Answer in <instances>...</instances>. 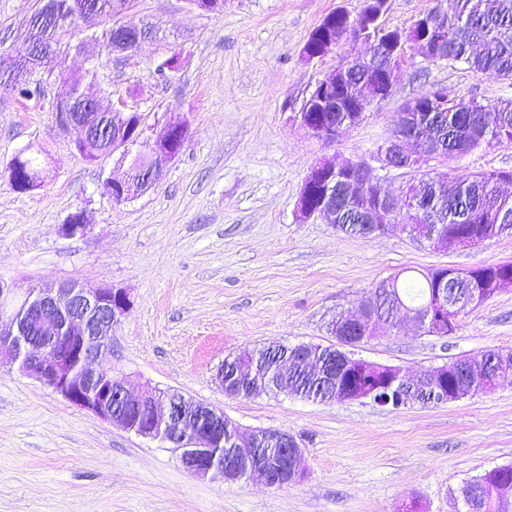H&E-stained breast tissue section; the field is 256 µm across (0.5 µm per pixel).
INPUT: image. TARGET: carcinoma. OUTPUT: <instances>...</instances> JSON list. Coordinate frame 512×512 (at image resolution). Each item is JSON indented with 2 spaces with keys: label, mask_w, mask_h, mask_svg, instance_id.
<instances>
[{
  "label": "carcinoma",
  "mask_w": 512,
  "mask_h": 512,
  "mask_svg": "<svg viewBox=\"0 0 512 512\" xmlns=\"http://www.w3.org/2000/svg\"><path fill=\"white\" fill-rule=\"evenodd\" d=\"M99 3L101 15L117 23L130 0H93ZM56 12L48 15L40 6L27 20L28 33L22 51L40 45L57 46L61 32L74 24L70 19V0H55ZM345 14L337 9L328 14L311 32L306 47L318 45L325 33H335ZM419 32L442 41L448 47L450 63L461 62L476 73L493 72L512 79V0H436V5L414 24ZM58 77L69 84L74 104L81 107L80 89L88 75L69 73L63 69ZM458 98L444 86H434L419 94L415 103H406L395 129L407 134L419 145L426 143L447 150L448 157L465 155L493 141L512 142V99H501L486 105L475 99L468 100L472 108L464 111L457 107ZM336 117L345 131L356 125L358 113L349 110L345 98L339 99ZM78 154L87 161H95L112 154V141L92 137L78 148ZM21 179L20 191L43 182V168L38 159L30 155L17 160L13 166ZM512 182V171H490L468 176L445 177L436 173L425 180L426 189L421 196L428 200L436 220L420 225V236L427 238L439 232L448 237L463 238L476 245L496 235L512 232V197L501 194L499 187ZM336 229L348 236L361 235V225L350 220L349 210L336 211ZM470 276L450 286L448 317L455 320L469 308L497 295L493 288H482L512 273V263L481 266L469 270ZM435 280L426 276L410 278L392 284L402 302L413 308L421 306ZM479 288V299L472 300V289ZM316 363L296 362L291 355H277V347L269 346L244 350L234 356L230 364L238 367L230 385L241 398H250L261 386L260 369L252 364L263 361L267 365L277 362L288 364L284 373L286 387L292 393L325 396L327 384L320 380L318 362L329 358L330 347L313 345ZM499 476L492 479L484 474L473 479L479 493L476 512H512V498L504 497L499 484L512 483V465L497 469Z\"/></svg>",
  "instance_id": "cac0c4a2"
}]
</instances>
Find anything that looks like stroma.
I'll list each match as a JSON object with an SVG mask.
<instances>
[{
  "label": "stroma",
  "instance_id": "obj_1",
  "mask_svg": "<svg viewBox=\"0 0 512 512\" xmlns=\"http://www.w3.org/2000/svg\"><path fill=\"white\" fill-rule=\"evenodd\" d=\"M365 4L224 0L222 12L204 13L189 0H133L121 23H154L157 37L94 59L85 48L109 22L77 19L62 40L68 72L96 70L92 92L143 113L147 140L162 135L168 114L187 125L182 153L128 202L104 188L127 169L120 154L86 162L73 133L58 128L52 103L66 83L41 71L44 97L0 89V283L17 300L64 281L125 292L131 307L112 333L105 373L126 378L135 395L176 390L211 404L245 434L287 430L303 450L301 480L282 489L196 477L168 443L113 426L0 363V512H465L464 483L512 465V378L459 401L397 409L284 394L230 399L216 378L245 348L333 344L328 320L354 314L388 278L512 261V236L436 249L398 227L353 237L298 218L305 177L324 159L366 162L396 193L418 185L419 171L382 168L376 152L422 91L447 85L485 104L512 98V80L425 61L410 42L390 97L335 141L315 137L296 119L311 84L366 48L351 42L309 61L304 46L328 13L356 16ZM38 5L0 0V53L20 47ZM174 55L178 68L159 76ZM23 149L46 173L29 192L5 171ZM446 170H512V143L451 159ZM77 212L87 230L66 236ZM398 319L399 332L380 328L355 355L416 378L459 357L512 350V288L460 315L445 337Z\"/></svg>",
  "mask_w": 512,
  "mask_h": 512
}]
</instances>
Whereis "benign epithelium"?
Returning <instances> with one entry per match:
<instances>
[{
  "mask_svg": "<svg viewBox=\"0 0 512 512\" xmlns=\"http://www.w3.org/2000/svg\"><path fill=\"white\" fill-rule=\"evenodd\" d=\"M386 0H367L365 22L349 25L345 30L322 42L319 49L305 58H318L343 42L362 41L370 46L368 55L382 59V64L367 83H360L362 94L358 104L367 110L385 101L391 95L392 74L400 66L404 46L409 38H402L384 28L380 18ZM119 36L112 40V53L125 54L138 48L150 38L152 30L128 25L117 26ZM424 59L438 56L442 46L428 37L414 40ZM355 64L351 59L318 79L309 91L305 106L298 118L313 135L325 140L336 139L340 131L336 123L333 98L336 84L347 79ZM54 53L44 50L36 57L24 53L0 56V86L9 89L13 84L32 80L37 70H50ZM84 102L94 114L79 115L72 108L73 99L66 95L52 104L56 123L63 131H80L75 146H80L92 132L91 120L101 112L118 108H105L100 101L83 95ZM140 137L125 125L112 126V152L129 154ZM187 129L178 117L166 123L164 134L146 144L151 165L133 173L127 171L122 179H109L105 188L117 202L131 200L159 182L164 168L185 148ZM377 160L384 168L419 169L423 165L445 158L426 147L409 148L402 137L389 139L377 152ZM345 174L343 184L347 192L357 187L366 190L371 200L361 208V214L371 232H381L392 221L390 203L384 185L369 177L365 163L360 161L325 160L311 168L307 174L298 202L299 217L303 220L320 218L327 222L336 216V175ZM86 230L84 215L74 213L62 225L67 236L82 234ZM466 277V271L453 270L441 274L431 289L428 301L421 311L394 301L393 310L403 309L414 317L422 331L433 336L450 334L448 324L449 279ZM130 308L129 297L110 288H83L75 283L62 282L55 287L40 288L26 297L11 316L9 328H0V357L19 364L20 369L62 395L74 406L89 411L123 430L147 438L164 439L181 450L183 467L195 476H205L212 470L224 475L228 483L245 477L269 487L284 488L302 477L300 459L302 449L295 438L285 430H265L243 435L235 428L229 433L235 461L220 462L211 455L214 448L224 442V412L207 403H188L179 394H159L146 389L140 396H131L125 380L104 375L99 368L112 342V331L120 324ZM337 362L347 372L346 388L329 396L328 401H368L378 406L391 405L390 392L399 387L420 386L432 391L439 401L447 403L468 395L488 392L498 381L512 376V352L495 351L491 367L483 362L467 361L463 367L449 361L429 369L421 377L409 381L396 365L380 364L355 357L351 351L338 352ZM464 370L465 381L458 386L444 385L455 371Z\"/></svg>",
  "mask_w": 512,
  "mask_h": 512,
  "instance_id": "1",
  "label": "benign epithelium"
}]
</instances>
